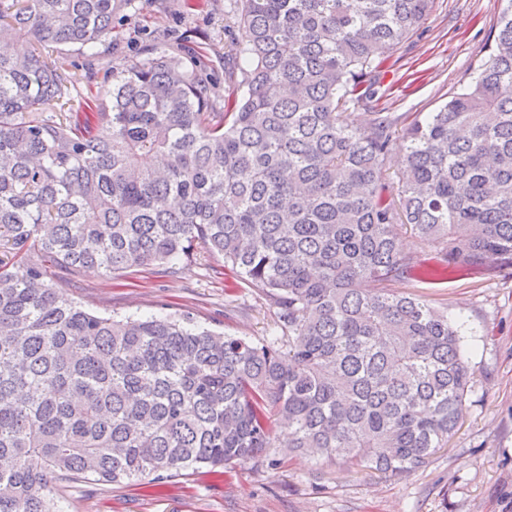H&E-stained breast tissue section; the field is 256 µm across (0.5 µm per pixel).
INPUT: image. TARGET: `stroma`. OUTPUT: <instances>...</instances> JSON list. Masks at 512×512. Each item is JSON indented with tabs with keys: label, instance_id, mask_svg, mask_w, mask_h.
<instances>
[{
	"label": "stroma",
	"instance_id": "obj_1",
	"mask_svg": "<svg viewBox=\"0 0 512 512\" xmlns=\"http://www.w3.org/2000/svg\"><path fill=\"white\" fill-rule=\"evenodd\" d=\"M502 0H435L420 27L391 52L371 102L348 104L355 121L386 112L407 126L462 92L487 54ZM237 0H131L96 45L105 70L142 61L153 49L203 57L213 97L242 93L224 79ZM413 257L395 292L413 294L463 325L473 387L457 429L425 468L408 477L379 474L293 454L278 466L250 461L214 474L190 470L155 486L57 481L61 512H512V267L449 265L404 238ZM58 291L104 317L187 314L199 325L252 340L269 336L277 310L224 260L204 252L170 267H134L101 279L53 266Z\"/></svg>",
	"mask_w": 512,
	"mask_h": 512
}]
</instances>
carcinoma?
I'll list each match as a JSON object with an SVG mask.
<instances>
[{
  "label": "carcinoma",
  "mask_w": 512,
  "mask_h": 512,
  "mask_svg": "<svg viewBox=\"0 0 512 512\" xmlns=\"http://www.w3.org/2000/svg\"><path fill=\"white\" fill-rule=\"evenodd\" d=\"M129 2L0 0V252L108 277L199 246L267 292L288 341L97 316L41 262L20 279L0 262V512H60L52 478L246 463L279 424L283 455L426 467L472 373L461 326L388 285L411 269L406 235L446 263L512 267V0L465 91L404 130L396 198L395 121L342 107L372 97L435 0H238L231 109L160 51L72 111L68 50L108 39Z\"/></svg>",
  "instance_id": "carcinoma-1"
}]
</instances>
